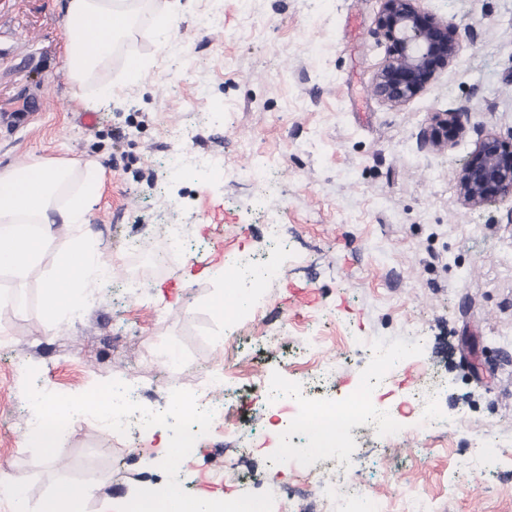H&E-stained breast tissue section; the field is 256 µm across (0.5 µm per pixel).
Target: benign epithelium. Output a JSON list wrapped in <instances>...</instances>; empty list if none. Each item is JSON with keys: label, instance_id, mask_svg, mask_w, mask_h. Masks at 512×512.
I'll return each instance as SVG.
<instances>
[{"label": "benign epithelium", "instance_id": "7a95c632", "mask_svg": "<svg viewBox=\"0 0 512 512\" xmlns=\"http://www.w3.org/2000/svg\"><path fill=\"white\" fill-rule=\"evenodd\" d=\"M374 35L392 44L394 53L378 70L377 96L397 107L419 94L437 68L452 64L459 42L449 24L413 6V0H384ZM467 112L435 115L423 142L434 148L448 145L444 132L466 130ZM459 196L471 209L512 196V127L507 133L482 135L478 149L458 174Z\"/></svg>", "mask_w": 512, "mask_h": 512}]
</instances>
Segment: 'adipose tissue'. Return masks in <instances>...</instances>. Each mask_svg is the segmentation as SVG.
Masks as SVG:
<instances>
[{
  "label": "adipose tissue",
  "instance_id": "1",
  "mask_svg": "<svg viewBox=\"0 0 512 512\" xmlns=\"http://www.w3.org/2000/svg\"><path fill=\"white\" fill-rule=\"evenodd\" d=\"M137 0H68L63 25L69 35L66 77L83 92L84 102L98 108L112 100L114 86L99 81L100 70L111 62L121 45L143 20L157 32H166L174 0L154 7L141 17ZM103 27L99 42L74 41L75 31ZM103 168L77 160L31 161L0 171V269L24 275L50 249L54 229L66 228L74 237L72 249L62 253L56 270L44 285L42 309L51 323L64 322L82 303V288L102 281L105 272L97 246L87 231L90 214L98 203ZM97 482L80 485L57 483L44 499L41 512H82L93 499Z\"/></svg>",
  "mask_w": 512,
  "mask_h": 512
}]
</instances>
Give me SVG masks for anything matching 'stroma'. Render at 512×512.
<instances>
[{
  "label": "stroma",
  "instance_id": "35a3bbf8",
  "mask_svg": "<svg viewBox=\"0 0 512 512\" xmlns=\"http://www.w3.org/2000/svg\"><path fill=\"white\" fill-rule=\"evenodd\" d=\"M167 34L142 27L130 52L147 64L140 83L122 79V56L100 78L121 88L87 126L80 90L65 76L67 0H0V170L33 159H95L104 167L101 196L90 216L107 288L87 284L81 320L50 326L42 289L60 253L72 243L58 229L53 247L24 279L0 270V468L27 489L30 512L60 480H79L82 460L110 470L84 512H115L159 472L160 455L121 461L124 442L88 420L75 422L64 462L37 461L25 447L22 366L69 395L114 376H137L144 401L169 402L172 388L191 389V373H169L164 358L180 345L191 364L230 366L242 398L224 429L198 439L188 463L197 489L232 500L243 483L217 486L213 473L234 466L261 469L262 455L241 451L235 431L273 430L276 416L259 414L266 379L301 377L338 361L331 386L348 397L373 372L366 345L381 341L399 354L378 400L400 423L388 438L358 424L346 433L347 459L362 464L369 494L385 512L411 506L433 512H512V199L478 210L457 193L463 163L481 133L512 127V0H417V8L457 33L458 58L401 107L375 93V77L392 52L373 34L382 0H179ZM215 23L204 24L210 11ZM221 105L222 122L206 108ZM467 112L465 132L435 150L421 135L436 112ZM191 128L187 150L223 158L228 174L203 180L171 174L173 131ZM271 166V184L246 177L253 164ZM165 185L175 203L167 219L187 225L197 248L211 253L220 222L227 254L260 251L278 217L288 252L250 317L252 344L236 348V315L214 317L212 297L223 280L197 270L191 258L153 273L144 288H124L127 254L136 241L160 246L156 214ZM316 351L299 354L308 330ZM281 334L269 351L260 336ZM434 389L442 426L425 429L400 399L417 386ZM501 443L484 468L455 478L458 458L478 436ZM326 457L309 468L284 467L301 512H326Z\"/></svg>",
  "mask_w": 512,
  "mask_h": 512
}]
</instances>
